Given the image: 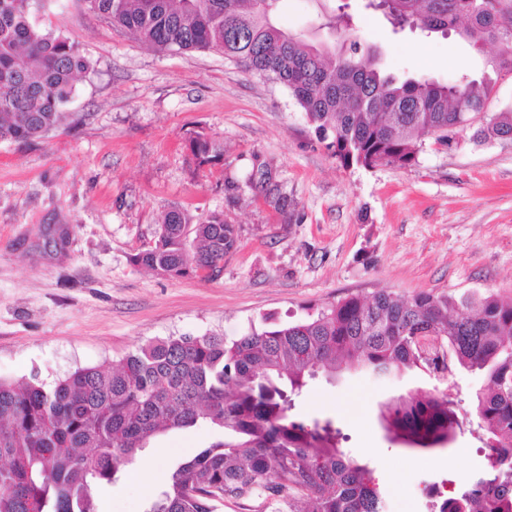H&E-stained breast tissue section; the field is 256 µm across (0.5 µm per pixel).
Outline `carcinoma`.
Here are the masks:
<instances>
[{
  "mask_svg": "<svg viewBox=\"0 0 512 512\" xmlns=\"http://www.w3.org/2000/svg\"><path fill=\"white\" fill-rule=\"evenodd\" d=\"M86 8L159 51L221 53L281 85L342 165H413L426 141L474 128L481 142L512 141V109L485 115L496 78L512 76V49L487 60L492 74L448 83L400 79L376 52L281 29L278 0H82ZM394 29L455 32L477 46L512 37V0H369ZM346 5L325 16L327 35L350 25ZM90 64L75 42L43 31L31 0H0V142H27L58 126L76 77ZM200 166L219 159L204 135L190 142ZM237 244L235 225L203 222L173 207L153 244L130 257L158 275L217 278ZM441 339L431 365L420 338ZM479 371L487 387L475 412L489 469L453 492L438 512H512V303L421 292L349 297L303 320L221 333L171 336L140 346L110 369L80 367L47 387L0 378V512H98V491L117 482L153 439L201 423L222 437L177 461L146 512H217L223 495L257 493L274 512H387L368 464L341 446L330 418L293 420L294 397L323 371L385 380ZM392 439L436 448L462 422L437 387H415L379 405Z\"/></svg>",
  "mask_w": 512,
  "mask_h": 512,
  "instance_id": "1",
  "label": "carcinoma"
}]
</instances>
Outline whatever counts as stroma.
<instances>
[{
  "mask_svg": "<svg viewBox=\"0 0 512 512\" xmlns=\"http://www.w3.org/2000/svg\"><path fill=\"white\" fill-rule=\"evenodd\" d=\"M338 43L377 49L399 78L482 79L498 44L397 31L366 0H348ZM321 0H281L276 22L316 41ZM44 30L74 41L90 62L62 122L46 138L0 143V378L54 385L84 366L109 367L169 336L226 338L292 321L349 296L425 291L512 301V143L458 131L447 150L425 146L407 168L343 167L286 88L214 52H156L85 9L81 0H34ZM203 133L224 149L198 165ZM271 173L270 191L249 177ZM196 220L220 211L235 249L212 281L166 278L129 258L152 244L173 206ZM438 386L463 421L475 417L481 372ZM408 379L353 374L309 381L290 415L333 417L345 448L374 470L390 512H427L425 485L442 493L487 468L477 434L451 447L410 451L389 441L378 403ZM216 437L207 425L159 437L100 494L101 512H146L170 467Z\"/></svg>",
  "mask_w": 512,
  "mask_h": 512,
  "instance_id": "35a3bbf8",
  "label": "stroma"
}]
</instances>
